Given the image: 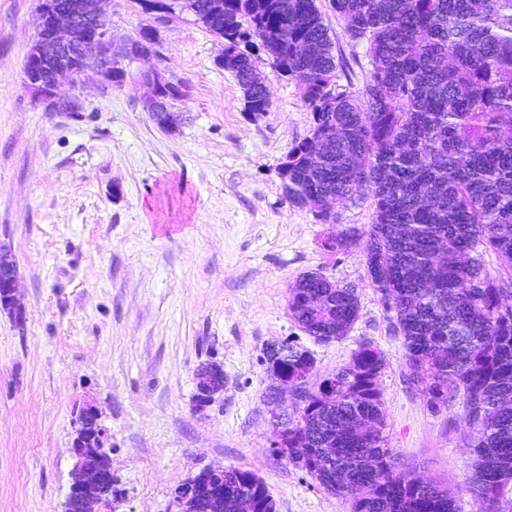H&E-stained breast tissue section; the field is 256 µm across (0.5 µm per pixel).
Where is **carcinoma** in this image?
Masks as SVG:
<instances>
[{
	"label": "carcinoma",
	"mask_w": 512,
	"mask_h": 512,
	"mask_svg": "<svg viewBox=\"0 0 512 512\" xmlns=\"http://www.w3.org/2000/svg\"><path fill=\"white\" fill-rule=\"evenodd\" d=\"M353 43H366L362 92L337 81L336 56L316 0H224L205 23L224 41V70L254 85V109L270 101L257 81L259 38L276 36L269 64L296 81L323 139L288 151V202L316 204L369 193L368 230L336 234L330 252L363 245L371 286L396 314L412 376L423 375L432 406L463 396L473 426L475 512H512V0H331ZM307 45L300 54L297 46ZM503 263L491 276L483 254ZM288 310L303 331L328 343L358 318L354 290L312 273L289 289ZM309 350L288 344L279 358L303 374ZM385 366L369 345L355 351L330 385L288 421L291 460L323 448L329 466L310 474L350 512H458L456 493L436 482L413 490L385 434L378 377ZM270 498L252 472H224L221 510L241 512Z\"/></svg>",
	"instance_id": "1"
}]
</instances>
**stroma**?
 <instances>
[{"label": "stroma", "mask_w": 512, "mask_h": 512, "mask_svg": "<svg viewBox=\"0 0 512 512\" xmlns=\"http://www.w3.org/2000/svg\"><path fill=\"white\" fill-rule=\"evenodd\" d=\"M37 4L0 0V244L16 259L25 309L21 324L0 314V512H61L73 424L88 401L111 436L124 491L116 512H178L174 485L223 466L263 480L276 512H349L272 446L291 397L275 398L263 357L285 340L311 352L314 382L360 345L381 351L385 432L404 474L458 491L460 512H473L461 400L431 406L412 382L361 245L321 246L329 231L366 229L371 198L335 204L329 226L284 196L279 166L313 126L297 83L258 59L270 107L251 120L218 64L222 40L191 12L105 0L114 40L153 26L167 77L188 85L172 105L177 128L144 110L149 87L111 88L91 72L57 91L82 111L52 112L23 72ZM316 4L339 84L361 92L366 45L348 40L330 0ZM311 272L358 298L340 341H315L288 313L289 288ZM210 361L224 367V396L200 413L195 373Z\"/></svg>", "instance_id": "obj_1"}]
</instances>
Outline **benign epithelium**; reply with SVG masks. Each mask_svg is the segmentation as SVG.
<instances>
[{"label": "benign epithelium", "instance_id": "1", "mask_svg": "<svg viewBox=\"0 0 512 512\" xmlns=\"http://www.w3.org/2000/svg\"><path fill=\"white\" fill-rule=\"evenodd\" d=\"M102 0H39L36 12V34L25 60V80L36 99L47 106L62 110L71 102H61L55 96L63 83L80 81L86 68L94 65L102 84H115V75L134 74L135 82L155 86L165 80L164 73L153 68L131 72L134 64L145 57L137 38H129L121 47L112 40V27L101 8ZM151 116L162 127H172L171 102L151 95L145 100ZM0 309L15 321L25 319L18 298L17 264L11 250L0 247ZM277 387L292 395V410L278 415L273 429V448L288 458L287 416H297L308 404L310 395L324 385L322 378L316 385L309 382V374L291 380L278 371H268ZM194 407L202 412L224 395V369L218 363L201 365L195 374ZM108 430L97 407L86 404L75 421L71 470V485L62 512H110L117 499L116 480L112 468L104 465L111 457ZM173 494L179 512H196L203 505L224 500V470L206 468L193 477L176 483Z\"/></svg>", "mask_w": 512, "mask_h": 512}]
</instances>
